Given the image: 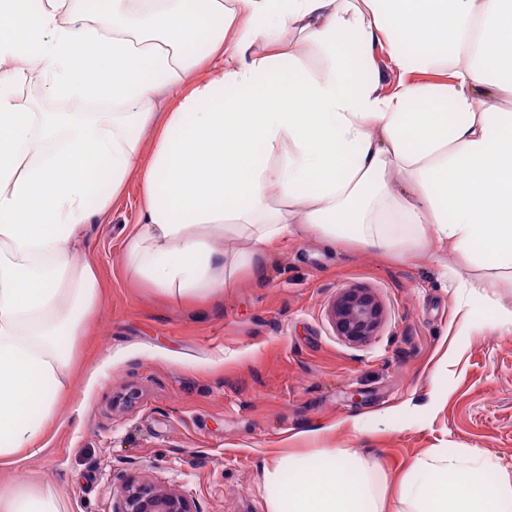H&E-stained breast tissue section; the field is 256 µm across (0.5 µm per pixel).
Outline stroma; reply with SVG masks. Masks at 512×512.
Returning a JSON list of instances; mask_svg holds the SVG:
<instances>
[{
	"instance_id": "obj_1",
	"label": "stroma",
	"mask_w": 512,
	"mask_h": 512,
	"mask_svg": "<svg viewBox=\"0 0 512 512\" xmlns=\"http://www.w3.org/2000/svg\"><path fill=\"white\" fill-rule=\"evenodd\" d=\"M141 197L129 178L110 223L89 231L101 301L71 347L69 398L33 448L0 463L1 489L31 482L62 493L64 512H112L136 475L198 512H267L263 464L317 448L376 459L393 489L442 448L480 449L512 473V326L495 311L512 290L481 289L492 306L468 312L452 286L491 272L430 247L400 260L306 232L271 246L263 276L176 302L122 262ZM348 288L383 308L360 344L329 318Z\"/></svg>"
}]
</instances>
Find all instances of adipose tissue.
<instances>
[{"label":"adipose tissue","mask_w":512,"mask_h":512,"mask_svg":"<svg viewBox=\"0 0 512 512\" xmlns=\"http://www.w3.org/2000/svg\"><path fill=\"white\" fill-rule=\"evenodd\" d=\"M134 4L0 0V461L30 448L70 388L61 342L86 334L100 300L85 229L130 175L142 202L123 262L174 299L261 275L267 245L298 228L512 272V112L478 109L482 92L512 101V0H163L148 28ZM297 34L323 50L319 70L290 52ZM377 48L451 80L384 92ZM29 62L42 97L73 111L16 103ZM166 87L177 99L159 101ZM227 232L249 248L216 251ZM488 466L476 449L417 458L400 512H512V488L474 481ZM262 479L268 512H386L382 467L350 448L279 459ZM61 501L0 490V512Z\"/></svg>","instance_id":"ef3b65f1"}]
</instances>
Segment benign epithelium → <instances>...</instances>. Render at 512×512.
Listing matches in <instances>:
<instances>
[{"label":"benign epithelium","instance_id":"obj_1","mask_svg":"<svg viewBox=\"0 0 512 512\" xmlns=\"http://www.w3.org/2000/svg\"><path fill=\"white\" fill-rule=\"evenodd\" d=\"M383 311L376 297L363 290L340 292L329 317L337 335L353 343H363L375 335ZM113 512H196L194 502L181 491L164 489L152 481L132 477L117 494Z\"/></svg>","mask_w":512,"mask_h":512}]
</instances>
